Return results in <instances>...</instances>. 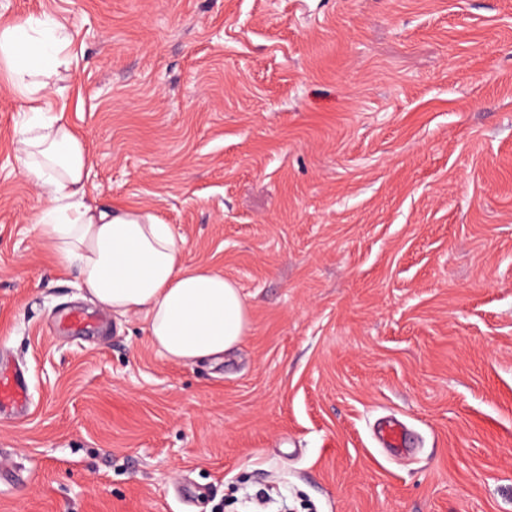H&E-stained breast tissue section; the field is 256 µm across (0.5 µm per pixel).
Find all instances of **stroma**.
<instances>
[{
	"label": "stroma",
	"mask_w": 512,
	"mask_h": 512,
	"mask_svg": "<svg viewBox=\"0 0 512 512\" xmlns=\"http://www.w3.org/2000/svg\"><path fill=\"white\" fill-rule=\"evenodd\" d=\"M31 16L71 38L42 105L88 200L151 208L251 324L183 365L92 304L30 222L0 77V366L33 401L0 512H512V0H0ZM377 438L382 448H388L393 452H401L405 448L403 442L405 438V431L403 425L398 420H386L378 429Z\"/></svg>",
	"instance_id": "obj_1"
}]
</instances>
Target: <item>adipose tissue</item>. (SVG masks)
I'll return each mask as SVG.
<instances>
[{"mask_svg":"<svg viewBox=\"0 0 512 512\" xmlns=\"http://www.w3.org/2000/svg\"><path fill=\"white\" fill-rule=\"evenodd\" d=\"M69 44L64 27L37 17L0 27V70L27 116L15 151L25 177L46 192L32 217L38 237L98 306L141 317L171 361L223 360L250 326L241 288L209 266L188 264L176 231L152 210L90 203L85 143L63 115H47L41 105Z\"/></svg>","mask_w":512,"mask_h":512,"instance_id":"1","label":"adipose tissue"}]
</instances>
